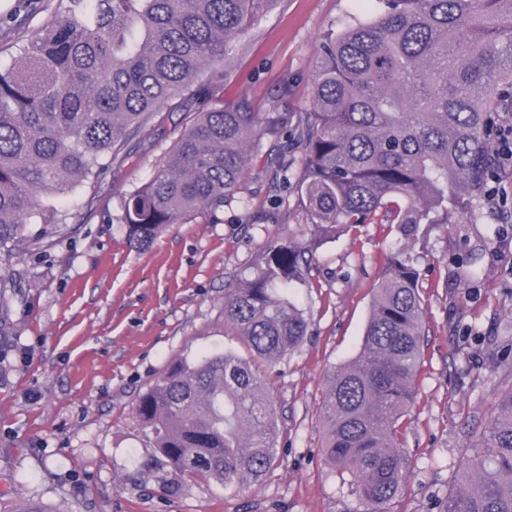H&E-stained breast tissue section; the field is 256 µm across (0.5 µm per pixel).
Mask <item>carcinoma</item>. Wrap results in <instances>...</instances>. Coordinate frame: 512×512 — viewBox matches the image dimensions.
Instances as JSON below:
<instances>
[{"label":"carcinoma","instance_id":"1","mask_svg":"<svg viewBox=\"0 0 512 512\" xmlns=\"http://www.w3.org/2000/svg\"><path fill=\"white\" fill-rule=\"evenodd\" d=\"M280 2L47 0L41 25L15 17L0 26L20 42L0 69V260L30 245L32 225L64 223L63 199L123 163L166 104L193 118L123 199L137 246L234 198L265 136L283 184L296 179L311 237L268 242L253 276L224 296V326L251 359L174 360L137 402L156 448L142 468L167 495L189 480L235 493L275 466L262 368L308 336L294 288L313 287L307 269L325 241L366 224H394L414 241L493 194L490 136L512 105V0H381L380 13L325 36L312 107L297 121L274 105L261 114L246 99L224 103L234 43ZM204 70L200 103L191 88ZM293 143L303 147L298 160L288 157ZM425 309L410 252L386 255L361 351L327 381L323 457L348 475L363 512H389L412 475L402 429L424 366ZM469 435L441 512H512V387Z\"/></svg>","mask_w":512,"mask_h":512}]
</instances>
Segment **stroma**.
<instances>
[{
    "instance_id": "35a3bbf8",
    "label": "stroma",
    "mask_w": 512,
    "mask_h": 512,
    "mask_svg": "<svg viewBox=\"0 0 512 512\" xmlns=\"http://www.w3.org/2000/svg\"><path fill=\"white\" fill-rule=\"evenodd\" d=\"M357 12L355 0H282L239 38L225 102L309 111L320 42ZM185 126L183 113H156L139 135L143 150L71 194L65 223L0 263L14 300L0 335V512L23 500L52 512H361L322 458L319 411L328 374L360 351L385 255L406 249L425 290V368L406 429L413 475L391 510L440 512L465 425L488 418L512 386L495 369L497 354L512 348V227L486 204L412 247L398 230L371 224L317 250L312 285L295 294L310 334L270 376L278 462L261 486L231 495L195 482L166 498L142 473L155 448L134 414L139 396L173 358L209 349L248 358L224 327V294L253 273L271 239L291 231L305 240L311 229L263 152L234 201L135 248L122 200L150 179ZM94 195L111 199L110 212H90ZM471 254L479 278H449L447 265Z\"/></svg>"
}]
</instances>
